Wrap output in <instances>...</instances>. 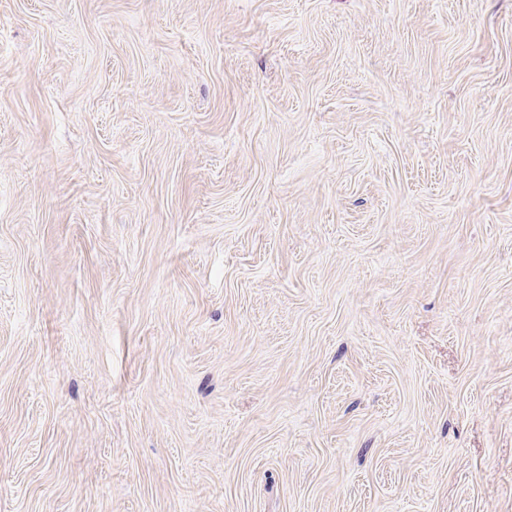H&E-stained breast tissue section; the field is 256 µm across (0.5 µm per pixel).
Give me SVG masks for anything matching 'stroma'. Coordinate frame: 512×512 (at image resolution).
Masks as SVG:
<instances>
[{
    "label": "stroma",
    "instance_id": "35a3bbf8",
    "mask_svg": "<svg viewBox=\"0 0 512 512\" xmlns=\"http://www.w3.org/2000/svg\"><path fill=\"white\" fill-rule=\"evenodd\" d=\"M0 512H512V0H0Z\"/></svg>",
    "mask_w": 512,
    "mask_h": 512
}]
</instances>
